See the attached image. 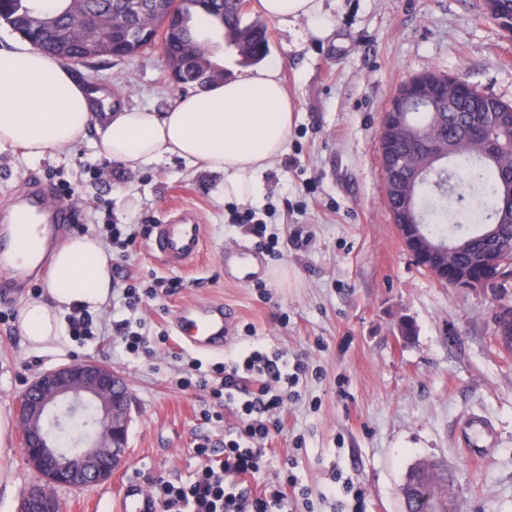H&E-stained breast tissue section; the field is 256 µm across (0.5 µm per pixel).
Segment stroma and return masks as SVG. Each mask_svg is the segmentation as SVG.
Here are the masks:
<instances>
[{
	"instance_id": "35a3bbf8",
	"label": "stroma",
	"mask_w": 512,
	"mask_h": 512,
	"mask_svg": "<svg viewBox=\"0 0 512 512\" xmlns=\"http://www.w3.org/2000/svg\"><path fill=\"white\" fill-rule=\"evenodd\" d=\"M328 31L305 21H268L270 54L295 104L288 150L264 174L260 204L224 196L223 174L178 158L136 169L107 157L98 127L131 107L168 111L181 93L165 75L159 50L131 60L95 59L72 73L110 112L94 110L86 137L59 153L31 160L23 149L0 150V216L33 174L57 184L80 206L75 235L103 236L108 224H159L175 206L195 209L206 248L176 272L139 241L130 258L138 275L181 278L183 286L142 302L137 316L149 335L168 332L183 304L207 300L233 309L237 323L223 349L200 351L170 336L149 351L125 352L110 325L111 305L95 312L84 340L31 351L16 316L42 292L38 277L0 301V411L15 413L28 383L56 366L94 360L118 371L131 395L127 463L108 482L60 487L64 512H119L122 484L153 488L188 481L201 466L198 443H222L240 423L239 400L225 401L222 422L205 421L208 392L179 384L183 361L211 365L244 353L251 341L303 360L311 374L288 399L282 430L266 443L254 488L292 469L306 496L292 512H337L323 492L333 477L365 490L363 512H401L398 489L415 460L440 457L459 479L457 512H512V349L498 343L484 289L450 288L416 267L385 206L376 142L388 98L428 71L464 78L512 102V35L499 29L485 0H324ZM254 213L279 240L251 282L224 276V248L254 246L239 215ZM411 319L415 336L398 331ZM491 419L494 456H467L456 426L467 414ZM0 463L12 473L0 486V512H18L38 473L20 435Z\"/></svg>"
}]
</instances>
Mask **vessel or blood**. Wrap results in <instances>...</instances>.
Wrapping results in <instances>:
<instances>
[{
	"label": "vessel or blood",
	"instance_id": "1",
	"mask_svg": "<svg viewBox=\"0 0 512 512\" xmlns=\"http://www.w3.org/2000/svg\"><path fill=\"white\" fill-rule=\"evenodd\" d=\"M78 206L64 202L57 189L47 180L33 176L16 192L11 210L0 217V295H13L20 286L25 269L14 255V242L23 235L44 234L74 222ZM203 247V231L196 212L186 209L173 221L153 225L149 249L168 268L180 269L194 260ZM258 257L249 249L235 247L219 254L218 265L233 279H247L253 273ZM174 330L187 337L200 350L223 348L230 331V315L223 305L197 302L178 308L173 319ZM462 443L470 457L480 460L495 447V428L480 415L464 418ZM122 512H158L152 494L140 483L130 482L121 492Z\"/></svg>",
	"mask_w": 512,
	"mask_h": 512
}]
</instances>
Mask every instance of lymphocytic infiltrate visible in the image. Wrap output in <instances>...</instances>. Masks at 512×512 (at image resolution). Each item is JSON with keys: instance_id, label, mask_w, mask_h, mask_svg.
I'll return each mask as SVG.
<instances>
[{"instance_id": "f902f5d3", "label": "lymphocytic infiltrate", "mask_w": 512, "mask_h": 512, "mask_svg": "<svg viewBox=\"0 0 512 512\" xmlns=\"http://www.w3.org/2000/svg\"><path fill=\"white\" fill-rule=\"evenodd\" d=\"M113 273L123 284L122 306L127 317L113 321L112 331L119 336L127 350L146 349V339L132 329L130 314L143 299L155 297L158 290L174 292L182 287L178 278L161 281L159 286L141 287L122 264H114ZM307 372L304 363L287 366L278 352H269L254 346L243 359H230L203 369L193 363L190 376L182 387H198L209 391L216 400L242 394L241 422L232 439L225 441L223 450L201 443L196 453L202 466L195 480L188 484L170 481L158 483L154 494L162 512H285L288 494L286 487L294 483V476L283 482L254 490L250 479L257 473L265 454L263 445L272 432L283 426L282 409L285 400L280 389L298 385Z\"/></svg>"}]
</instances>
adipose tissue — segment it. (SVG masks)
Instances as JSON below:
<instances>
[{
	"label": "adipose tissue",
	"instance_id": "ef3b65f1",
	"mask_svg": "<svg viewBox=\"0 0 512 512\" xmlns=\"http://www.w3.org/2000/svg\"><path fill=\"white\" fill-rule=\"evenodd\" d=\"M279 21L305 20L316 36L328 25L323 0H258ZM281 58L258 70L181 97L165 113L147 108L113 114L99 131L103 152L136 168L176 156L190 167L223 173L224 194L258 203L264 172L286 150L292 103ZM95 94L52 57L17 41L0 50V149L20 147L32 159L61 152L85 136ZM112 289L111 260L98 237L77 235L51 256L46 292L29 299L18 322L32 351L66 337L73 305L99 309Z\"/></svg>",
	"mask_w": 512,
	"mask_h": 512
}]
</instances>
